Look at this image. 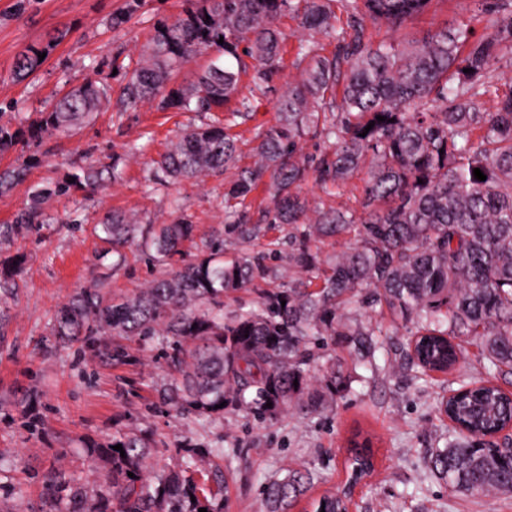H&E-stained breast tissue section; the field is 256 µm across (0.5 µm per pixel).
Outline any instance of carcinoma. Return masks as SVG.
Returning <instances> with one entry per match:
<instances>
[{"mask_svg":"<svg viewBox=\"0 0 512 512\" xmlns=\"http://www.w3.org/2000/svg\"><path fill=\"white\" fill-rule=\"evenodd\" d=\"M187 2L181 15L157 25L137 66L129 68L116 55L112 68L123 76L124 112L154 101L162 111L225 112L222 121L183 128L153 161L152 176L165 183L236 170L226 193L235 201L230 221L191 257L183 250L194 242L195 225L187 217L149 225L150 260L163 273L133 297L107 299L99 287L73 295L55 312L52 333L59 343L100 335L143 342L162 337L172 345V380L160 389L163 401L179 413L207 418L224 414L221 403L244 407L263 421L288 409H323L345 383L346 371L330 357L315 377L317 350L342 344L365 360L381 349V328L352 320L361 309L387 312L416 337L415 349L405 344V360L423 376L452 370L463 342L479 348L484 374L511 375L512 78H505L509 91L490 110H481L480 98L490 92L495 65L512 59V9L478 0L475 20L486 18L479 36L469 24H447L408 42L374 45L364 39L365 20L398 29L431 0H346V29L334 24L336 0ZM143 6L144 0H125L112 25ZM286 14L303 29L335 40L338 52L327 57L314 41L299 43L297 56L306 62L300 79L281 94L274 123L255 136L254 165L241 167L230 129L250 117V102L283 70L279 20ZM52 48L49 43L19 52L12 78L36 72L43 64L38 53ZM212 53L205 69L175 83L196 57ZM108 97V86L88 80L32 121L18 115L0 122V153L82 126ZM233 100L245 111H224ZM309 135L329 148L315 166L302 153ZM475 168L486 180L474 178ZM106 174L117 181L123 171L115 161L110 167L89 164L73 183L66 177L34 191L12 223L0 224V246L40 229L46 198L93 190ZM24 175L23 169L1 172L0 193ZM357 176L358 210L312 206L299 192L311 177L334 195ZM261 184L268 205L256 218L244 201ZM281 225L288 226L286 281L280 267L269 264L281 258L279 239L269 237ZM94 230L105 252L117 254L134 240L137 221L114 211ZM226 237L241 250L226 255ZM342 240L341 249L322 250ZM21 266L20 255L0 256L1 289L15 284ZM241 290L255 293V307L224 315V298ZM455 393L445 402L454 425L444 435L445 446L432 452L430 470L454 495H511L512 462L488 455L473 440L512 423V393L489 382L463 383ZM117 444L125 456L113 449ZM88 452L97 461L98 479L91 491L68 487L73 512H223L219 470L213 487L176 465L148 473L152 445L143 434L123 433ZM371 457L365 444L355 443L349 474H365ZM308 483V475L297 471L270 481L262 492L266 512H290ZM344 508L334 495L313 503V512Z\"/></svg>","mask_w":512,"mask_h":512,"instance_id":"cac0c4a2","label":"carcinoma"}]
</instances>
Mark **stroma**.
I'll use <instances>...</instances> for the list:
<instances>
[{
	"label": "stroma",
	"instance_id": "1",
	"mask_svg": "<svg viewBox=\"0 0 512 512\" xmlns=\"http://www.w3.org/2000/svg\"><path fill=\"white\" fill-rule=\"evenodd\" d=\"M16 3L0 0V110L32 118L90 78L120 91L122 80L108 67L112 56L138 59L158 23L186 6L185 0H146L137 15L115 28L110 20L124 0H29L21 12ZM472 9L471 0H433L427 12L400 30L367 23L366 36L374 43L411 39L447 22L470 23ZM280 26L287 35L285 68L252 118L232 130L244 166L253 163L256 132L273 123L279 95L304 67L296 47L305 31L288 16ZM55 35L60 42L43 65L28 78L13 80L18 52L45 45ZM190 120V114L148 105L122 113L112 102L73 132L0 155V171L29 164L33 155L39 159L29 165L23 182L0 196V224L13 220L33 189L80 167L115 162L124 171L122 180H105L94 194L75 191L49 198L44 228L13 246L24 255L25 268L15 292L1 305L8 319L0 324V503L8 512H67L66 495L48 487L47 475L93 488L96 474L88 445L133 431L154 444L148 461L152 470L180 461L187 446L232 449L223 460L196 459L189 468L202 482L212 465L221 466L224 512H265L264 485L290 470L313 477L291 512H312L314 499L344 487L348 442L359 432L372 440L376 469L356 488L354 512H512L511 497L455 496L431 473V451L443 446L449 425L436 409L444 377L394 370L405 341L402 330L383 337L371 367L356 365L347 351L333 347V354L352 368V381L324 411L302 415L290 410L262 423L229 408L223 422L211 424L161 405L158 388L169 374L156 361L158 344L125 341L128 356L115 364L99 356L108 337L80 345L57 343L55 312L80 289L98 284L105 297L130 296L158 273L140 239L121 254L101 255L93 227L107 215L122 211L142 225L166 224L184 215L200 239L223 227L224 189L232 172L203 182L160 185L150 179L153 160ZM133 144L139 145L138 153L130 152Z\"/></svg>",
	"mask_w": 512,
	"mask_h": 512
}]
</instances>
